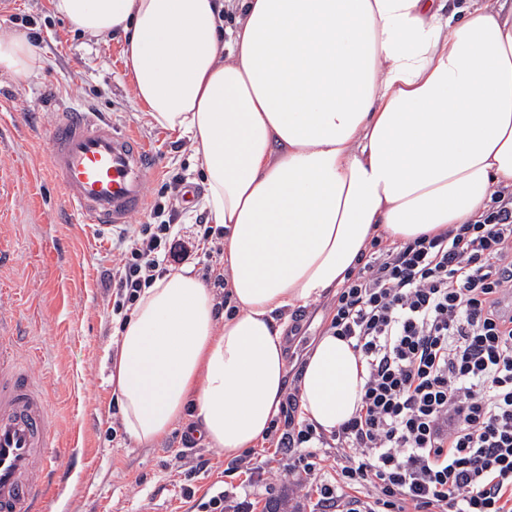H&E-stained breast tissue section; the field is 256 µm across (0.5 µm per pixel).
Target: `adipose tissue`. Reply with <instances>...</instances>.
I'll return each mask as SVG.
<instances>
[{
  "mask_svg": "<svg viewBox=\"0 0 512 512\" xmlns=\"http://www.w3.org/2000/svg\"><path fill=\"white\" fill-rule=\"evenodd\" d=\"M72 30L122 36L134 98L202 161L207 221L226 227L236 315L191 268L143 289L107 354L124 430L148 448L189 418L236 456L286 393L285 323L335 291L372 238L478 219L512 186V9L498 0H51ZM43 66L0 28V72ZM363 367L318 336L301 417L356 412Z\"/></svg>",
  "mask_w": 512,
  "mask_h": 512,
  "instance_id": "obj_1",
  "label": "adipose tissue"
}]
</instances>
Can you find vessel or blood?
Listing matches in <instances>:
<instances>
[{
  "instance_id": "1",
  "label": "vessel or blood",
  "mask_w": 512,
  "mask_h": 512,
  "mask_svg": "<svg viewBox=\"0 0 512 512\" xmlns=\"http://www.w3.org/2000/svg\"><path fill=\"white\" fill-rule=\"evenodd\" d=\"M46 139L50 178L89 229H121L142 210L154 159L133 134L73 103L53 114ZM23 330L0 292V512H47V490L64 485L51 464L45 386L19 363Z\"/></svg>"
}]
</instances>
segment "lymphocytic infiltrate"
<instances>
[{"instance_id":"f902f5d3","label":"lymphocytic infiltrate","mask_w":512,"mask_h":512,"mask_svg":"<svg viewBox=\"0 0 512 512\" xmlns=\"http://www.w3.org/2000/svg\"><path fill=\"white\" fill-rule=\"evenodd\" d=\"M134 225L103 279L126 320L144 288L183 255L228 289L224 228L185 233L160 199ZM325 331L364 368L355 414L331 433L299 417L290 387L267 437L284 477L315 474L336 451L317 512H512V187L480 219L396 245L372 239L327 305Z\"/></svg>"}]
</instances>
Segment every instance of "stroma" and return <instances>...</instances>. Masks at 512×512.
<instances>
[{"label":"stroma","instance_id":"obj_1","mask_svg":"<svg viewBox=\"0 0 512 512\" xmlns=\"http://www.w3.org/2000/svg\"><path fill=\"white\" fill-rule=\"evenodd\" d=\"M0 27L33 34L43 66L26 82L0 74V243L15 259L0 269V289L13 294L25 317L28 343L20 350L31 374L47 385L55 463L66 479L61 501L48 512H198L201 502L244 486L254 507L288 500L312 512L316 495L293 484L250 485L248 461L203 445L185 447L183 426L149 448L114 429L106 348L116 333L112 292L103 273L112 265V238L92 237L65 206L48 175L44 128L58 105L78 102L115 120L156 157L146 191L156 194L169 175L202 186L200 160L187 139L154 126L134 100L119 36L69 30L50 0H7ZM325 308H307L288 343V376L296 378Z\"/></svg>","mask_w":512,"mask_h":512}]
</instances>
